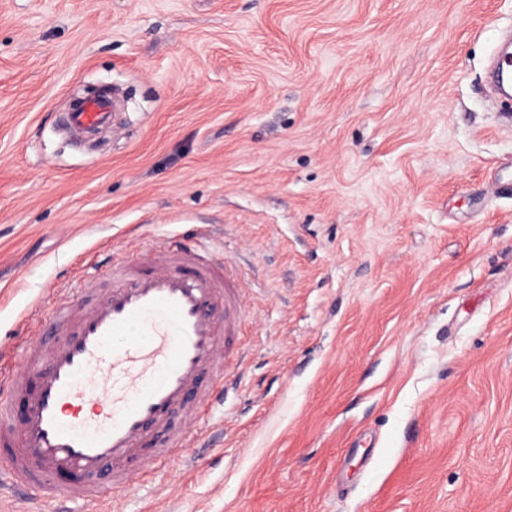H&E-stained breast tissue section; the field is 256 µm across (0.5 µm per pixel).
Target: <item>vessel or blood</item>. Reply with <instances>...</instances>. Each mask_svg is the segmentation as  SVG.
Here are the masks:
<instances>
[{
  "label": "vessel or blood",
  "instance_id": "vessel-or-blood-1",
  "mask_svg": "<svg viewBox=\"0 0 512 512\" xmlns=\"http://www.w3.org/2000/svg\"><path fill=\"white\" fill-rule=\"evenodd\" d=\"M490 80L512 93V53ZM112 99L79 102L64 121L92 136L111 127ZM107 287L80 284L52 306L0 378V479L51 495L53 512L97 503L161 459L183 457L224 404V380L243 323L232 270L201 239L173 236L105 260Z\"/></svg>",
  "mask_w": 512,
  "mask_h": 512
}]
</instances>
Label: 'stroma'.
Instances as JSON below:
<instances>
[{
    "label": "stroma",
    "mask_w": 512,
    "mask_h": 512,
    "mask_svg": "<svg viewBox=\"0 0 512 512\" xmlns=\"http://www.w3.org/2000/svg\"><path fill=\"white\" fill-rule=\"evenodd\" d=\"M512 0H0V367L117 257L211 226L224 425L116 512H512ZM119 88L75 145L77 97ZM489 75L491 83L498 92L510 95L512 90V53L504 55L499 51L491 64Z\"/></svg>",
    "instance_id": "1"
}]
</instances>
